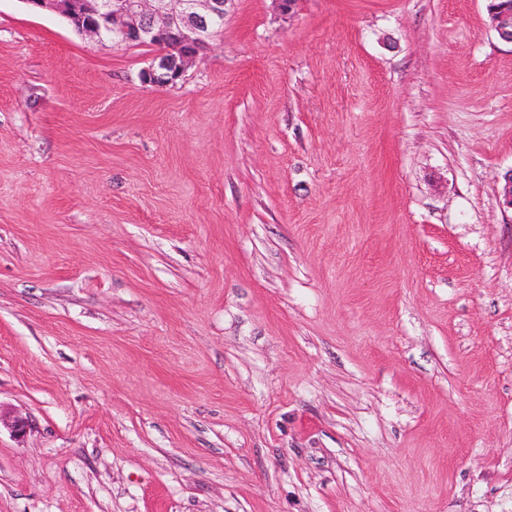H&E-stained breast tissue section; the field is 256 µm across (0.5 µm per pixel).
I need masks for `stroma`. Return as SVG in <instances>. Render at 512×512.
Wrapping results in <instances>:
<instances>
[{"mask_svg":"<svg viewBox=\"0 0 512 512\" xmlns=\"http://www.w3.org/2000/svg\"><path fill=\"white\" fill-rule=\"evenodd\" d=\"M485 4L228 0L155 87L0 0V512H512Z\"/></svg>","mask_w":512,"mask_h":512,"instance_id":"stroma-1","label":"stroma"}]
</instances>
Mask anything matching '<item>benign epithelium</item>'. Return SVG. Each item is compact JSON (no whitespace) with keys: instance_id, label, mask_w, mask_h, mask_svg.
<instances>
[{"instance_id":"7a95c632","label":"benign epithelium","mask_w":512,"mask_h":512,"mask_svg":"<svg viewBox=\"0 0 512 512\" xmlns=\"http://www.w3.org/2000/svg\"><path fill=\"white\" fill-rule=\"evenodd\" d=\"M33 10L60 14L79 35L119 45L169 46L143 70L153 86L175 83L215 36L212 23L225 16L228 0H20ZM490 25L512 44V3L494 9Z\"/></svg>"}]
</instances>
